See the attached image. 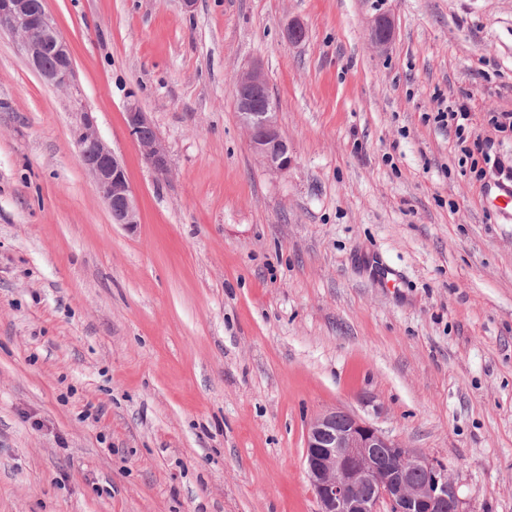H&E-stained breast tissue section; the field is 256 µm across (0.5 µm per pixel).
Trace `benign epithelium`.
<instances>
[{"mask_svg":"<svg viewBox=\"0 0 512 512\" xmlns=\"http://www.w3.org/2000/svg\"><path fill=\"white\" fill-rule=\"evenodd\" d=\"M0 30L17 39L30 67L47 83L64 90L73 86L69 46L42 0H0ZM393 32L390 17L380 15L371 21L375 45L387 46ZM234 103L255 159L273 174L287 172L294 162L292 148L281 131L260 65L240 72ZM125 125L144 161L157 175L168 176V151L154 123L134 101L127 105ZM73 137L113 223L136 229L140 211L135 192L122 160L100 137L92 113H77ZM304 464L319 512H466L444 466L411 452L367 419L338 408L309 423ZM413 473L426 474V480L413 483Z\"/></svg>","mask_w":512,"mask_h":512,"instance_id":"obj_1","label":"benign epithelium"}]
</instances>
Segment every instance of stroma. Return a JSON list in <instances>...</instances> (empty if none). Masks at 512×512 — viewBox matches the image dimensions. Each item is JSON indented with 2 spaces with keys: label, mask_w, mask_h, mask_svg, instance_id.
<instances>
[{
  "label": "stroma",
  "mask_w": 512,
  "mask_h": 512,
  "mask_svg": "<svg viewBox=\"0 0 512 512\" xmlns=\"http://www.w3.org/2000/svg\"><path fill=\"white\" fill-rule=\"evenodd\" d=\"M47 9L74 91L0 32V512H317L306 433L334 407L442 460L465 512H512V221L483 194L499 174L475 178L433 120L467 101L512 168L488 122L512 112V0ZM255 61L294 149L282 175L235 114ZM133 98L169 177L127 132ZM77 99L136 230L79 160ZM393 22L389 16L380 15L371 21V39L378 47L387 46L393 37ZM76 114L73 137L80 161L106 204L113 223L133 231L140 224V211L125 166L100 137L92 112L81 110Z\"/></svg>",
  "instance_id": "obj_1"
}]
</instances>
